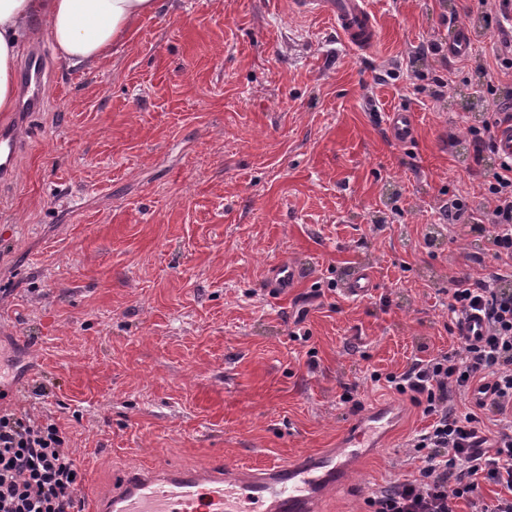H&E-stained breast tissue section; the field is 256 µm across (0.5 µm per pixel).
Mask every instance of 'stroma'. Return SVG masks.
<instances>
[{"instance_id": "1", "label": "stroma", "mask_w": 512, "mask_h": 512, "mask_svg": "<svg viewBox=\"0 0 512 512\" xmlns=\"http://www.w3.org/2000/svg\"><path fill=\"white\" fill-rule=\"evenodd\" d=\"M369 2L379 42L361 52L290 0H165L84 68L36 40L45 102L16 123L25 152L0 184V410L55 419L82 512L132 465L337 447L377 403L397 415L389 440L322 512H367L417 475L406 443L431 419L385 378L456 349L448 289L493 270L487 232L442 212L487 206L468 130L497 105L477 72L498 36L473 0ZM452 15L467 54L445 47ZM395 110L411 143L388 135ZM285 261L299 278L279 293ZM357 268L362 298L342 291ZM388 125L391 137L399 144L409 143L415 138L414 118L408 111L392 112ZM373 288L370 274L365 269L354 271L345 281L343 291L351 297H362Z\"/></svg>"}]
</instances>
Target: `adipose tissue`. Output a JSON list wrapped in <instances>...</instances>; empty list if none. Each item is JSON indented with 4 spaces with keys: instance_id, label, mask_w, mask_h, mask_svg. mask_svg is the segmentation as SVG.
<instances>
[{
    "instance_id": "obj_1",
    "label": "adipose tissue",
    "mask_w": 512,
    "mask_h": 512,
    "mask_svg": "<svg viewBox=\"0 0 512 512\" xmlns=\"http://www.w3.org/2000/svg\"><path fill=\"white\" fill-rule=\"evenodd\" d=\"M161 5V0H0V114L16 108L21 56L35 37L46 35L69 66H86L124 46L134 25Z\"/></svg>"
}]
</instances>
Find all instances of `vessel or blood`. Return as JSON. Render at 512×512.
I'll return each instance as SVG.
<instances>
[{
  "label": "vessel or blood",
  "mask_w": 512,
  "mask_h": 512,
  "mask_svg": "<svg viewBox=\"0 0 512 512\" xmlns=\"http://www.w3.org/2000/svg\"><path fill=\"white\" fill-rule=\"evenodd\" d=\"M295 12L331 21L344 44L353 50H370L379 38L376 19L367 0H292ZM46 59L33 50L27 61L26 106L44 102ZM389 131L397 143L411 142L416 134L410 112L389 116ZM22 145L14 129L0 127V178L10 179L17 168ZM373 286L370 274L354 271L343 291L362 297ZM384 416L368 412L348 434L339 453L324 451L269 464L243 475H230L224 465L206 473L179 469H141L122 472L108 498L97 501L95 512H317L323 491L363 457L379 447L384 437Z\"/></svg>",
  "instance_id": "1"
}]
</instances>
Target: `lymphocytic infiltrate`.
<instances>
[{
	"label": "lymphocytic infiltrate",
	"mask_w": 512,
	"mask_h": 512,
	"mask_svg": "<svg viewBox=\"0 0 512 512\" xmlns=\"http://www.w3.org/2000/svg\"><path fill=\"white\" fill-rule=\"evenodd\" d=\"M478 11L498 30V68L512 69V0H478ZM479 74L487 93L506 103L472 132L480 163L493 153L498 127L512 122V90L496 85L487 69ZM487 195L485 219L497 269L487 279L457 281L448 290L452 323L476 315L484 331L460 337L456 351L388 376L390 389L434 421L410 442L413 457L422 462L418 476L397 479L370 496V512H456L461 500L471 512H512V161H495ZM471 394L477 397L474 409L460 408L459 398ZM486 411L495 429L486 428ZM483 481L503 487L504 496L486 503L478 492ZM81 483L78 461L52 418L0 411V512H74Z\"/></svg>",
	"instance_id": "1"
}]
</instances>
